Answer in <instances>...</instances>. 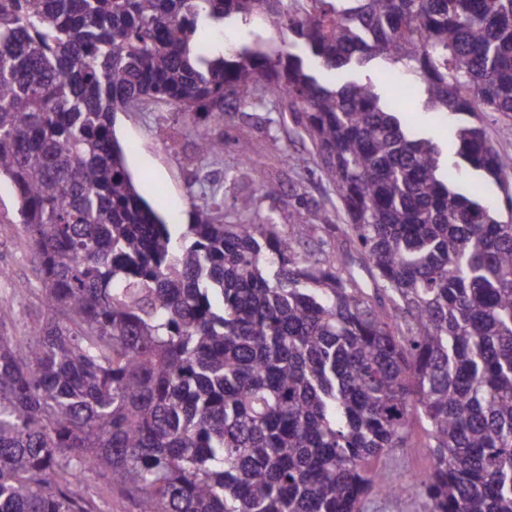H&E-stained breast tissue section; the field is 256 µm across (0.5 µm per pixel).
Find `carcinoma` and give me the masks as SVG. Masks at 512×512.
I'll use <instances>...</instances> for the list:
<instances>
[{"label":"carcinoma","mask_w":512,"mask_h":512,"mask_svg":"<svg viewBox=\"0 0 512 512\" xmlns=\"http://www.w3.org/2000/svg\"><path fill=\"white\" fill-rule=\"evenodd\" d=\"M296 52L210 55L227 20ZM389 60L428 108L466 114L454 159L412 131L356 60ZM288 99L336 186L379 293L304 235L197 208L180 242L139 194L119 107L160 99L224 120L262 84ZM512 120V0H0V178L40 303L0 304V512H89L97 477L138 512H361L370 460L425 430L433 467L388 486L428 512H512L509 219L461 187L512 157L475 118ZM202 155L224 135L199 132Z\"/></svg>","instance_id":"obj_1"}]
</instances>
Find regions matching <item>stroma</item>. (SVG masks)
Instances as JSON below:
<instances>
[{
  "instance_id": "1",
  "label": "stroma",
  "mask_w": 512,
  "mask_h": 512,
  "mask_svg": "<svg viewBox=\"0 0 512 512\" xmlns=\"http://www.w3.org/2000/svg\"><path fill=\"white\" fill-rule=\"evenodd\" d=\"M287 33L271 32L257 22L241 20L210 30L208 45L213 54L223 49L244 46L267 52H284ZM393 67L384 59L368 67L355 69L354 79L372 81L386 95H400L408 100L411 120L421 130L450 133L460 123L459 117L446 116L425 109L421 89L401 87L389 75ZM224 153L221 157L191 166L187 157L197 153L195 123L164 101L149 99L119 110L114 130L126 146V164L139 192L158 211L177 202L182 214L172 226L180 235L190 222L194 208L212 207L222 223L237 221L236 202L253 197L257 222L271 221L291 227L310 211L325 210V222L313 225L310 235L295 245L297 254L320 255L324 251H351L355 245L344 232L343 203L315 160V149L297 124L288 102L271 89L245 102H227L224 107ZM252 144L249 160H241L239 141ZM292 154L308 158L304 167L284 161ZM274 184L278 192L262 196L259 182ZM18 203L8 180L0 181V302L13 305L17 312L13 332L23 335L27 311L38 300V282L30 253L20 240ZM422 433H415L411 443L394 449L378 459L374 468L386 481L402 483L428 471L432 465L430 449L424 446Z\"/></svg>"
}]
</instances>
